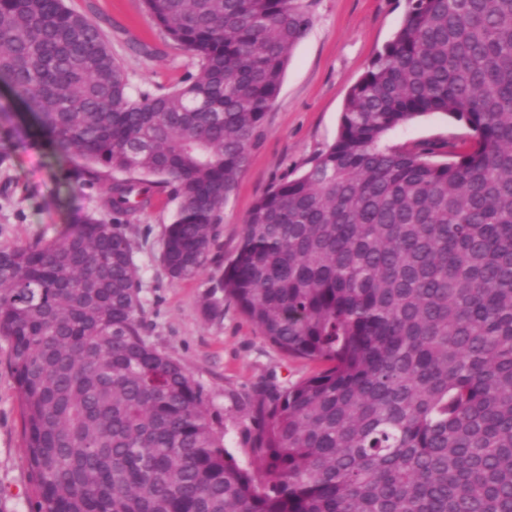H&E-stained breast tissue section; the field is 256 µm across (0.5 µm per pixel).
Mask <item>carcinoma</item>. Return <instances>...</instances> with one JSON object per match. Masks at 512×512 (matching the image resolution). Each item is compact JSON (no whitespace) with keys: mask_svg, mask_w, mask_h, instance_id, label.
<instances>
[{"mask_svg":"<svg viewBox=\"0 0 512 512\" xmlns=\"http://www.w3.org/2000/svg\"><path fill=\"white\" fill-rule=\"evenodd\" d=\"M197 60L132 91L65 0H0V82L107 215L0 245V337L31 512H512V0H406L334 141L254 202L217 288L290 356L243 467L146 333L124 226L170 186L159 262L195 276L312 18L300 0H142ZM443 113L466 150L386 135Z\"/></svg>","mask_w":512,"mask_h":512,"instance_id":"carcinoma-1","label":"carcinoma"}]
</instances>
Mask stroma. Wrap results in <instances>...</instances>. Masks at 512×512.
I'll use <instances>...</instances> for the list:
<instances>
[{
    "label": "stroma",
    "instance_id": "obj_1",
    "mask_svg": "<svg viewBox=\"0 0 512 512\" xmlns=\"http://www.w3.org/2000/svg\"><path fill=\"white\" fill-rule=\"evenodd\" d=\"M312 26L295 47L264 134L224 207V221L198 275L170 279L159 262L165 230L177 212L172 193L136 214L127 228L138 267L147 332L159 349L178 359L203 385L210 412L224 427L226 445L245 467L254 462L248 436L251 406L263 384L281 387L309 377L319 363L293 358L269 342L228 299L208 314L211 291L243 234L255 200L331 144L350 87L370 58L391 39L405 14V0H303ZM109 37L132 89L170 86L195 72L197 61L146 14L141 0H66ZM8 167H0V245L36 236H58L74 214L94 209L99 190L69 179L71 158L57 156L20 121L9 123ZM467 129L452 117L430 114L390 132L392 146L422 144L437 162L450 148H464ZM29 474L20 405L0 339V512H28Z\"/></svg>",
    "mask_w": 512,
    "mask_h": 512
}]
</instances>
